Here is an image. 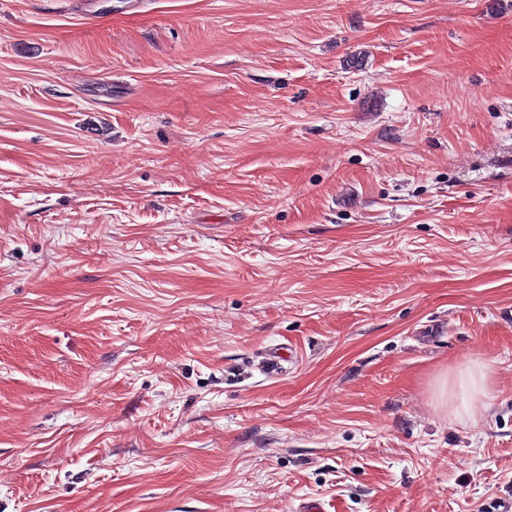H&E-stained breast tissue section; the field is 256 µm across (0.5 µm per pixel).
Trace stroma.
Returning a JSON list of instances; mask_svg holds the SVG:
<instances>
[{
	"mask_svg": "<svg viewBox=\"0 0 512 512\" xmlns=\"http://www.w3.org/2000/svg\"><path fill=\"white\" fill-rule=\"evenodd\" d=\"M307 497L512 512V0H0V512ZM489 383V370L485 364H477L464 373L444 380L440 386L439 395L448 404V399L460 413L466 408V401L476 398H486Z\"/></svg>",
	"mask_w": 512,
	"mask_h": 512,
	"instance_id": "obj_1",
	"label": "stroma"
}]
</instances>
